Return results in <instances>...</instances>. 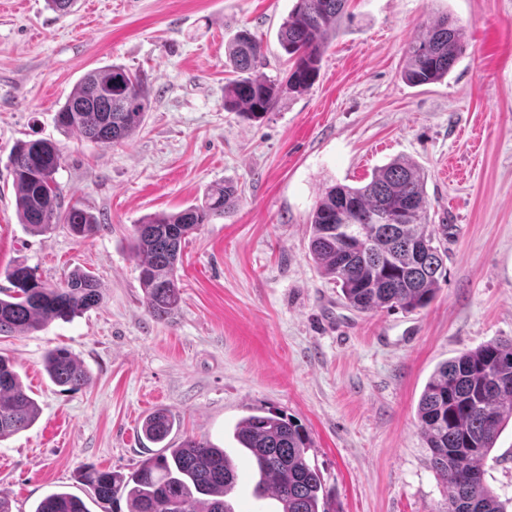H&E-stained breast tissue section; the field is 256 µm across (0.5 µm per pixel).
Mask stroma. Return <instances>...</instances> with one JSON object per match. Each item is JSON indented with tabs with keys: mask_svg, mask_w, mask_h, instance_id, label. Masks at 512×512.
I'll return each mask as SVG.
<instances>
[{
	"mask_svg": "<svg viewBox=\"0 0 512 512\" xmlns=\"http://www.w3.org/2000/svg\"><path fill=\"white\" fill-rule=\"evenodd\" d=\"M294 0H0V287L21 262L57 283L92 272L103 301L73 321L0 338L39 407L0 441V491L32 512L48 491L80 497L88 466L129 472L156 453L140 431L164 408L170 444L210 440L239 467L236 512H279L256 497L258 474L234 439L245 416L301 423L334 512H443L417 406L436 368L492 339L512 338V0H348L315 84L282 93L258 121L224 108L226 48L249 30L264 72L286 75L277 32ZM461 27L465 51L444 80L405 82L403 48L429 19ZM147 74L150 105L135 136L103 146L55 123L85 73L109 64ZM48 138L63 163V203L106 223L79 240L20 223L9 154ZM425 172L428 221L448 227L447 280L423 309L348 308L308 251L322 191L360 186L393 159ZM231 182L238 200L187 238L182 302L158 321L143 305L131 239L143 217L200 202ZM68 348L89 371L76 390L43 366ZM485 484L512 499V422L482 462Z\"/></svg>",
	"mask_w": 512,
	"mask_h": 512,
	"instance_id": "1",
	"label": "stroma"
}]
</instances>
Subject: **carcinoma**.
Here are the masks:
<instances>
[{"mask_svg": "<svg viewBox=\"0 0 512 512\" xmlns=\"http://www.w3.org/2000/svg\"><path fill=\"white\" fill-rule=\"evenodd\" d=\"M348 0H295L278 31L288 57L286 84L261 68L262 42L246 30L228 46L234 78L224 85V109L250 120L270 112L283 92L301 93L316 82L329 37L345 14ZM464 34L448 17L428 24L404 49V79L412 85L448 76L464 51ZM150 101L148 77L122 65L88 72L56 115L57 127L76 131L103 146L128 141L140 126ZM62 152L48 139L19 140L9 156L20 223L34 234L58 226L85 239L104 224L78 205L62 209L54 175ZM237 194L231 183L209 190L204 200L174 214L147 216L135 225L133 256L143 290L142 304L154 319H168L181 303L176 266L182 242L202 224L228 214ZM425 178L408 160L377 169L362 186L335 184L324 189L310 220L309 253L340 287L347 304L361 313L427 307L447 278L443 240L448 225L427 222ZM358 224L343 242L336 227ZM10 287L0 290V336L22 337L56 320L70 321L102 300L100 282L83 269L60 284L42 282L23 264L5 271ZM49 379L78 389L87 371L65 347L44 356ZM39 408L13 361L0 355V441L31 427ZM417 417L430 451V464L448 487L446 512H508L482 477L481 461L512 419V339L484 342L440 365L424 387ZM175 416L158 410L141 424L145 439L163 444L125 474L87 467L78 476L97 504L125 500L127 512H235L227 500L237 485L238 467L229 453L206 439L188 437L177 447L166 439ZM235 439L253 459L259 474L255 493L269 494L280 512H330L320 472L307 459L311 439L291 417L270 412L249 415ZM33 512H91L85 501L66 491L44 496Z\"/></svg>", "mask_w": 512, "mask_h": 512, "instance_id": "carcinoma-1", "label": "carcinoma"}]
</instances>
